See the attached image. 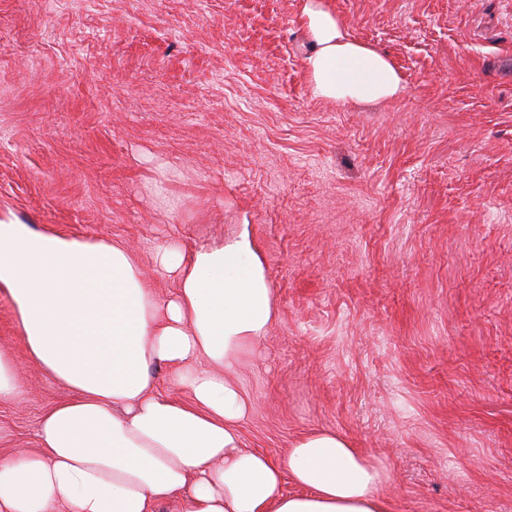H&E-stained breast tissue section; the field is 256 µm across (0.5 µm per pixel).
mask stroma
I'll return each mask as SVG.
<instances>
[{
    "label": "stroma",
    "instance_id": "1",
    "mask_svg": "<svg viewBox=\"0 0 512 512\" xmlns=\"http://www.w3.org/2000/svg\"><path fill=\"white\" fill-rule=\"evenodd\" d=\"M405 92L306 83L303 0H0V215L133 246L248 229L279 318L240 369L246 449L315 429L391 512H512V0H326ZM20 404L66 395L0 292Z\"/></svg>",
    "mask_w": 512,
    "mask_h": 512
}]
</instances>
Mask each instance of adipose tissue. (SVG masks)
Here are the masks:
<instances>
[{"mask_svg": "<svg viewBox=\"0 0 512 512\" xmlns=\"http://www.w3.org/2000/svg\"><path fill=\"white\" fill-rule=\"evenodd\" d=\"M305 76L334 103L391 101L405 87L386 54L352 39L325 0H304ZM159 298L126 243L39 231L0 218V291L33 360L65 385L40 420V452L0 460V512H390L386 477L331 430L281 459L246 450L251 403L236 379L278 318L252 235L187 249L160 244ZM189 402L163 394L154 374Z\"/></svg>", "mask_w": 512, "mask_h": 512, "instance_id": "1", "label": "adipose tissue"}]
</instances>
